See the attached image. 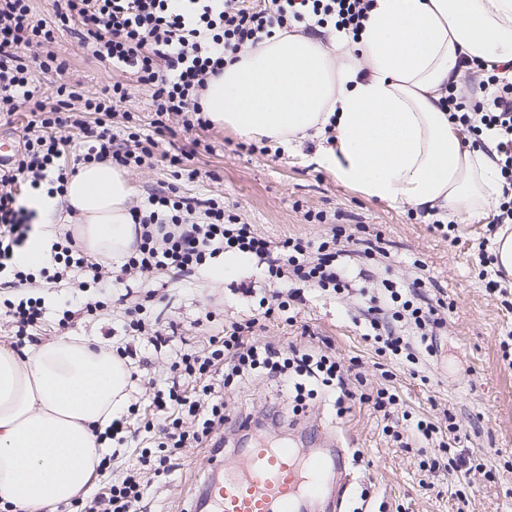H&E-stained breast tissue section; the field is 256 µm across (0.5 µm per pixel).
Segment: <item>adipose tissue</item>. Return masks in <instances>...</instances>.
Listing matches in <instances>:
<instances>
[{
  "mask_svg": "<svg viewBox=\"0 0 512 512\" xmlns=\"http://www.w3.org/2000/svg\"><path fill=\"white\" fill-rule=\"evenodd\" d=\"M463 56L512 62V0H375L354 41L276 31L210 77L202 104L211 124L274 149L318 142L319 164L367 199L442 219L479 215L499 193L497 155L465 144L437 105ZM135 194L108 161L81 165L62 199L31 194L38 222L20 262L49 260L61 203L89 255L122 261L135 241ZM132 388L125 361L97 338L21 354L1 344L0 506L55 512L76 499L96 479L99 435L126 413Z\"/></svg>",
  "mask_w": 512,
  "mask_h": 512,
  "instance_id": "ef3b65f1",
  "label": "adipose tissue"
}]
</instances>
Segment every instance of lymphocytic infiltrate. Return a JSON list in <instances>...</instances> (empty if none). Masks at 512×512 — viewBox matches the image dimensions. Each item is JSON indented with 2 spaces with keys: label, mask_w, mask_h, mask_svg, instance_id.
Wrapping results in <instances>:
<instances>
[{
  "label": "lymphocytic infiltrate",
  "mask_w": 512,
  "mask_h": 512,
  "mask_svg": "<svg viewBox=\"0 0 512 512\" xmlns=\"http://www.w3.org/2000/svg\"><path fill=\"white\" fill-rule=\"evenodd\" d=\"M373 2L265 0L264 7L257 8L249 0H53V21L36 23L30 0H0V112L11 117L24 109L30 114L19 153L8 167L0 168V278L6 287L39 279L58 284L73 272L81 274L83 289L121 285L134 274L189 276L226 252L264 261L268 281L278 287L271 298L260 299L247 318L231 323L223 335L209 337L205 349L177 354L171 382L152 386L154 416L149 426L168 451L197 448L222 434L225 388L255 376L282 383L297 413L307 399L327 390L335 394L337 407L366 403L393 419L397 394L387 388L373 395L350 390L347 372L331 352L284 348L256 336L265 322L300 304L305 288L338 295L348 290L357 242L339 225L316 240L294 236L275 242L263 237L253 225L226 212L223 199L191 197L180 190V179L200 176L198 169L185 167L180 150L168 156L174 182L153 190L144 205L132 208L138 226L136 247L119 269L104 268L68 233L51 245L54 272H37L17 261L34 217L22 202V191L43 187L48 194L63 196L78 165L92 161L123 169L147 165L159 136L169 132L171 119H179L188 131L208 128L200 93L226 62L276 28L357 38ZM63 28L72 29L99 62L132 72L150 88L153 134L143 133L134 114L126 111L129 92L120 82L95 98L64 82L55 102L37 98L39 75L65 71L49 49L56 31ZM480 90L477 98L450 82L441 90L439 105L467 133L472 147L482 149L494 141L502 190L493 222L512 224V80L494 67ZM87 112L94 114V121L84 120ZM424 286L420 279L405 289L387 282L380 296L366 303L368 333L391 362L414 360L403 326L416 329L425 341L444 325ZM190 383L198 384L200 398L185 394L183 387ZM146 487L142 474L126 475L93 498L84 512H145Z\"/></svg>",
  "instance_id": "1"
}]
</instances>
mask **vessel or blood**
<instances>
[{
  "label": "vessel or blood",
  "mask_w": 512,
  "mask_h": 512,
  "mask_svg": "<svg viewBox=\"0 0 512 512\" xmlns=\"http://www.w3.org/2000/svg\"><path fill=\"white\" fill-rule=\"evenodd\" d=\"M210 460L223 473L202 485L193 512H312L322 501L341 512L349 492V459L337 440L310 452L255 441Z\"/></svg>",
  "instance_id": "obj_1"
}]
</instances>
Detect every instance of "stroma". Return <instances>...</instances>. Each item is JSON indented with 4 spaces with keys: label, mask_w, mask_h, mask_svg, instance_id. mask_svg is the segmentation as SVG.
Wrapping results in <instances>:
<instances>
[{
    "label": "stroma",
    "mask_w": 512,
    "mask_h": 512,
    "mask_svg": "<svg viewBox=\"0 0 512 512\" xmlns=\"http://www.w3.org/2000/svg\"><path fill=\"white\" fill-rule=\"evenodd\" d=\"M52 49L65 61L66 71L61 77L39 75L43 100L54 101L63 79L89 96L119 81L130 91L128 110L139 118L144 133H151L154 114L148 87L132 75L105 67L70 33H58ZM196 139L210 144V152L192 153ZM241 142V137L216 127L176 132L172 141L159 142L153 166L131 170L137 199L172 182L165 158L170 147L187 149L188 166L199 169L201 176L182 182L186 194L223 196L226 210L273 241L329 234L330 225L305 221L306 210L335 215L337 224L356 237L370 239L378 249L373 256L354 258L356 265L372 275L371 289L380 288L385 279L410 282L421 278L437 289L444 304L445 326L437 338L436 352H429L418 336H411L417 361L397 370L391 379L384 376L385 370L391 369L389 359L378 355L373 342L363 337L358 291L339 296L306 291L294 323L273 321L257 333L258 338L284 347L328 345L344 366L362 376L367 388L395 386L400 410L428 415L443 424L452 421L464 431L452 451L438 452L440 467L429 473L420 467L423 443L415 432H405L399 443L386 433L382 414L371 406L358 404L340 416L331 399L309 400L302 420L318 424L321 439L343 437L348 449L356 482L346 512H458L465 503L470 512H512V348L501 346L512 333V287L503 294L488 291L477 260L491 213L460 215L455 226L457 239L451 243L413 208H392L368 200L337 182L314 162L315 143H305L300 155L277 156L241 150ZM262 269L252 258L219 284L201 271L188 277L168 273L143 283L135 280L126 292L119 288H94L87 293L69 287L36 288L32 294L43 297L46 314L22 338L17 337L8 316L0 312V344L27 347L52 341L65 332L95 336L105 349L123 350L134 375L128 421L137 427V434L106 440L111 456L107 468L99 470L97 481L80 501L60 512H80L83 502L103 492L112 479L140 468L144 449L156 448L159 443L156 432L143 428L152 417L148 381L165 383L175 350L203 349L209 337L223 335L225 326L248 315L251 299L241 289L261 281ZM150 290L156 294L153 303H148L152 316L157 317L160 328L177 331L174 342L161 349L154 348L147 336L125 330L128 309L146 303L145 294ZM91 296L102 297L107 308L91 316L80 313L81 303ZM68 307L75 309L76 316L64 332L58 320ZM224 399L229 416L252 415L264 424L267 436H288L279 417L289 413L290 407L284 388L275 381L258 378L237 384L227 390ZM173 462L169 473L153 478L148 485L147 512H189L211 469L204 446L178 450Z\"/></svg>",
    "instance_id": "35a3bbf8"
}]
</instances>
